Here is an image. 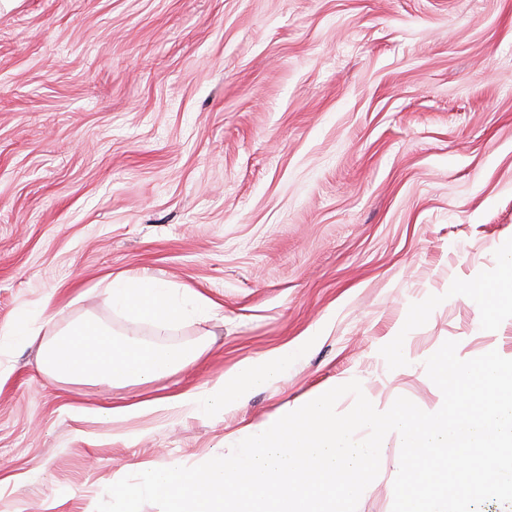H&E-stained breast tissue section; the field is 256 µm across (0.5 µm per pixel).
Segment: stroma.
Instances as JSON below:
<instances>
[{
    "label": "stroma",
    "mask_w": 512,
    "mask_h": 512,
    "mask_svg": "<svg viewBox=\"0 0 512 512\" xmlns=\"http://www.w3.org/2000/svg\"><path fill=\"white\" fill-rule=\"evenodd\" d=\"M511 244L512 0H0V329L29 309L43 340L91 318L211 346L125 388L0 351V512H96L137 468L198 465L354 379L381 411L441 406L445 341L512 355ZM144 272L217 314L159 337L113 312L110 277ZM310 333L223 412L102 415ZM399 455L357 512H391Z\"/></svg>",
    "instance_id": "1"
}]
</instances>
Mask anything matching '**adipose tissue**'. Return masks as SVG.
I'll return each mask as SVG.
<instances>
[{"mask_svg": "<svg viewBox=\"0 0 512 512\" xmlns=\"http://www.w3.org/2000/svg\"><path fill=\"white\" fill-rule=\"evenodd\" d=\"M113 311L137 316L163 330L188 318L211 313L215 305L201 293L176 290L153 276L118 275L109 290ZM313 336L236 364L216 384L171 397L118 406L113 418L166 410L210 415L244 401L255 389L287 376L296 361L313 344ZM38 344L40 371L69 383H103L115 387L147 385L177 372L201 358L207 345L167 347L135 337L116 338L110 328L93 320L75 324L50 340H40L29 312L17 315L8 332L0 334V349L17 344Z\"/></svg>", "mask_w": 512, "mask_h": 512, "instance_id": "ef3b65f1", "label": "adipose tissue"}]
</instances>
